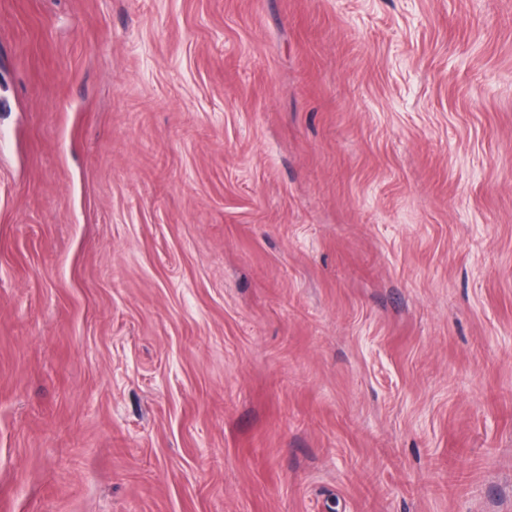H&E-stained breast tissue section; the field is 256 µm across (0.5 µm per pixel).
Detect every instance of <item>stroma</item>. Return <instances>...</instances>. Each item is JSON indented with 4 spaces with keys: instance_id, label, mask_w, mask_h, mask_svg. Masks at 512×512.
Returning a JSON list of instances; mask_svg holds the SVG:
<instances>
[{
    "instance_id": "1",
    "label": "stroma",
    "mask_w": 512,
    "mask_h": 512,
    "mask_svg": "<svg viewBox=\"0 0 512 512\" xmlns=\"http://www.w3.org/2000/svg\"><path fill=\"white\" fill-rule=\"evenodd\" d=\"M0 512H512V0H0Z\"/></svg>"
}]
</instances>
